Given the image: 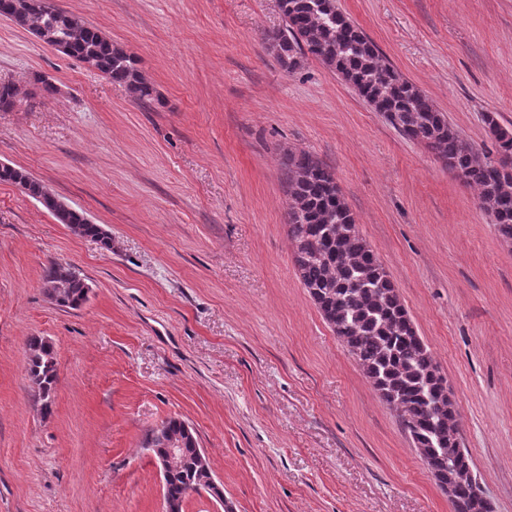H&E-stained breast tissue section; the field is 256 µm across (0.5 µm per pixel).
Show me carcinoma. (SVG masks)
Instances as JSON below:
<instances>
[{
  "label": "carcinoma",
  "mask_w": 512,
  "mask_h": 512,
  "mask_svg": "<svg viewBox=\"0 0 512 512\" xmlns=\"http://www.w3.org/2000/svg\"><path fill=\"white\" fill-rule=\"evenodd\" d=\"M283 25L264 32L267 49L278 64L293 72L311 56L352 86L402 136L424 143L443 166L479 190L482 207L498 233L512 240V132H505L495 113L484 123L494 141L495 154L479 153L439 112L432 101L386 62L377 45L338 8L336 0H278ZM36 35L45 31L67 44L66 56L100 71L112 83L127 88L143 107L155 100L154 87L143 77L134 55L112 43L84 17L60 10L49 0H0V13ZM288 193L289 236L301 282L325 322L357 359L382 401L396 412L414 447L436 460L461 480L469 477L468 451L452 455L459 431L456 411L441 397V372L415 326L394 283L379 258L361 236L342 197L334 172L309 153L288 156L284 169ZM0 182L9 183L38 200L46 185L11 165L0 166ZM55 219L82 237L98 239L107 248L112 239L99 224L84 223L83 213L54 210ZM43 284L65 288L62 306L80 307L87 283L62 264L50 265ZM27 375L37 385L43 409L58 382L52 345L41 336L28 338ZM182 421L170 418L152 429L148 447L164 452L170 435ZM200 462L189 448L181 468L163 482V496L185 501L189 489L201 483ZM453 512H486L483 502L463 491L452 500Z\"/></svg>",
  "instance_id": "cac0c4a2"
}]
</instances>
